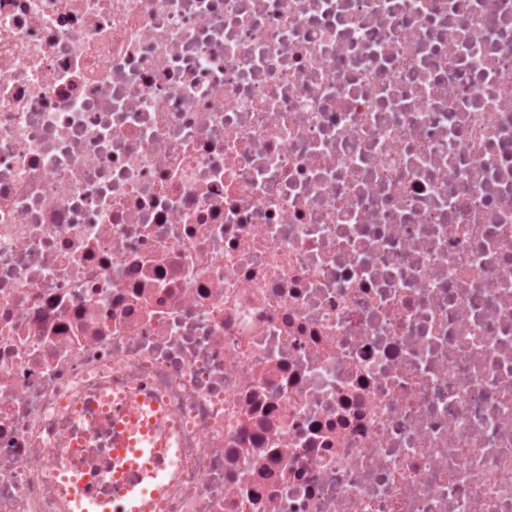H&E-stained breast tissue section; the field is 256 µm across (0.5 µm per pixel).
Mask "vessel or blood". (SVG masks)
<instances>
[{
    "mask_svg": "<svg viewBox=\"0 0 512 512\" xmlns=\"http://www.w3.org/2000/svg\"><path fill=\"white\" fill-rule=\"evenodd\" d=\"M112 422V493L101 496L86 481H69L67 512H150L166 487L179 440L162 407L144 397L118 399L112 403Z\"/></svg>",
    "mask_w": 512,
    "mask_h": 512,
    "instance_id": "b4317fda",
    "label": "vessel or blood"
}]
</instances>
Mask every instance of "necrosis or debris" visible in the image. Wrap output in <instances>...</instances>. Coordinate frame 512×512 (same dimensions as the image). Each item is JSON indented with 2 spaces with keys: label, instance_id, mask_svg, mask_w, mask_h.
I'll return each mask as SVG.
<instances>
[{
  "label": "necrosis or debris",
  "instance_id": "obj_1",
  "mask_svg": "<svg viewBox=\"0 0 512 512\" xmlns=\"http://www.w3.org/2000/svg\"><path fill=\"white\" fill-rule=\"evenodd\" d=\"M117 392L151 512H512V0H0V512Z\"/></svg>",
  "mask_w": 512,
  "mask_h": 512
}]
</instances>
